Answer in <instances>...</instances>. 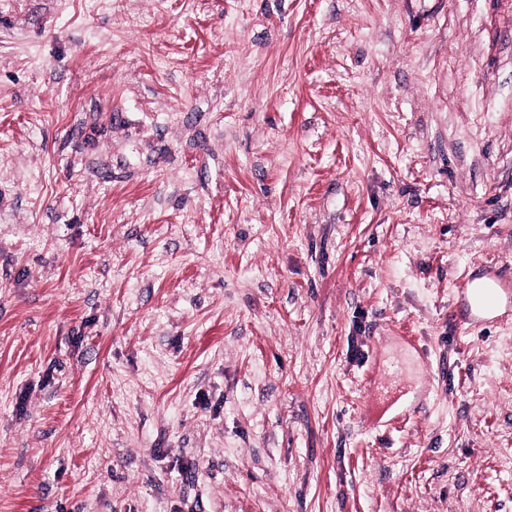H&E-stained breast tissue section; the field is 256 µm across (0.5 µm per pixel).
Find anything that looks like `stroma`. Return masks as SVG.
I'll use <instances>...</instances> for the list:
<instances>
[{"instance_id": "stroma-1", "label": "stroma", "mask_w": 512, "mask_h": 512, "mask_svg": "<svg viewBox=\"0 0 512 512\" xmlns=\"http://www.w3.org/2000/svg\"><path fill=\"white\" fill-rule=\"evenodd\" d=\"M491 271L512 0H0V512H512ZM504 286L498 278H486L485 281L469 282L463 289L469 302L462 310L461 320L471 323L480 316L492 315L499 309L500 293Z\"/></svg>"}]
</instances>
